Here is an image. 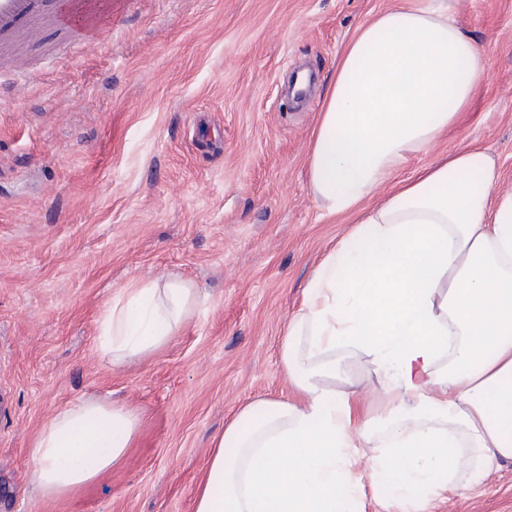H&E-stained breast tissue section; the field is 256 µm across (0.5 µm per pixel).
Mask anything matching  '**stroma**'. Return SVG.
<instances>
[{
  "label": "stroma",
  "mask_w": 512,
  "mask_h": 512,
  "mask_svg": "<svg viewBox=\"0 0 512 512\" xmlns=\"http://www.w3.org/2000/svg\"><path fill=\"white\" fill-rule=\"evenodd\" d=\"M401 0H112L122 23L0 47V512H193L212 440L288 395L279 349L325 252L353 228L314 199L322 98L359 26ZM484 88L399 178L475 146L512 191V0H448ZM315 71L305 101L295 69ZM175 272L205 301L167 347L116 368L98 319L127 282ZM141 429L112 470L50 504L26 450L87 397ZM427 512H512V464Z\"/></svg>",
  "instance_id": "obj_1"
}]
</instances>
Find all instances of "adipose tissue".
I'll use <instances>...</instances> for the list:
<instances>
[{"mask_svg": "<svg viewBox=\"0 0 512 512\" xmlns=\"http://www.w3.org/2000/svg\"><path fill=\"white\" fill-rule=\"evenodd\" d=\"M485 62L443 0H407L362 24L327 90L308 152L312 193L354 230L319 261L280 362L288 398L243 406L216 437L194 512H365L471 489L512 463V193L467 147L398 180L480 92ZM387 197L363 201L380 185ZM201 290L160 274L121 288L98 325L119 367L161 352ZM382 376L378 410L346 365ZM139 413L88 397L54 413L27 450L41 498L75 497L125 455Z\"/></svg>", "mask_w": 512, "mask_h": 512, "instance_id": "ef3b65f1", "label": "adipose tissue"}]
</instances>
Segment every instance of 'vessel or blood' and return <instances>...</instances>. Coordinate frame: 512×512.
<instances>
[{"instance_id":"b4317fda","label":"vessel or blood","mask_w":512,"mask_h":512,"mask_svg":"<svg viewBox=\"0 0 512 512\" xmlns=\"http://www.w3.org/2000/svg\"><path fill=\"white\" fill-rule=\"evenodd\" d=\"M46 23L83 37L111 27L112 11L99 0H54L50 5L45 0H0V38Z\"/></svg>"}]
</instances>
